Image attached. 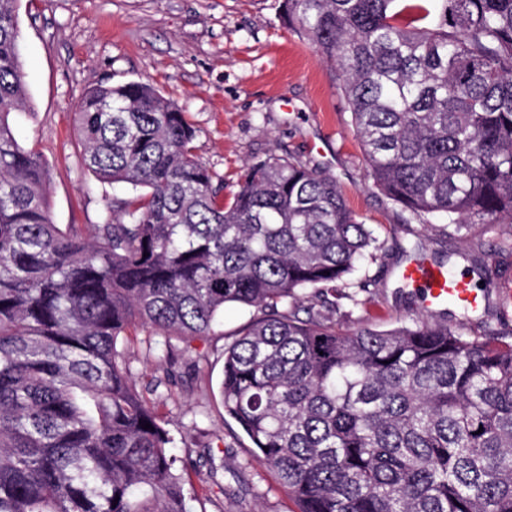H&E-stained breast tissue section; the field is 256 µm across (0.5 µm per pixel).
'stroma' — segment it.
<instances>
[{
    "label": "stroma",
    "instance_id": "35a3bbf8",
    "mask_svg": "<svg viewBox=\"0 0 512 512\" xmlns=\"http://www.w3.org/2000/svg\"><path fill=\"white\" fill-rule=\"evenodd\" d=\"M19 25L31 109L18 115L16 135L51 169L55 223H100L112 198L126 193L123 185L98 182L82 163L74 123L82 93L106 82H150L196 128L197 154L223 175L225 197L237 191L247 163L271 153L336 179L386 248L358 271L371 284L346 327L384 330L412 318L422 299L399 279L400 268L417 253L445 254L454 274H467L475 259L497 273L500 286L490 288L488 308L475 316L512 340V321L496 317L512 291V255L494 248L512 235V222L476 227L467 240L402 223L399 207L367 176L337 68L283 25L279 0H20ZM259 315L255 307L226 305L208 336L159 369L144 347L131 357L140 392L154 378L169 381L158 389V408L171 433L187 439L178 456L197 470L192 481L201 497L190 512H298L278 475L255 459L248 436L224 413V349Z\"/></svg>",
    "mask_w": 512,
    "mask_h": 512
}]
</instances>
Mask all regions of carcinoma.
<instances>
[{
	"instance_id": "cac0c4a2",
	"label": "carcinoma",
	"mask_w": 512,
	"mask_h": 512,
	"mask_svg": "<svg viewBox=\"0 0 512 512\" xmlns=\"http://www.w3.org/2000/svg\"><path fill=\"white\" fill-rule=\"evenodd\" d=\"M18 2L0 0V512H187L130 336L149 330L159 365L228 304L264 313L224 350V412L299 512H512V341L436 310L336 326L384 248L336 180L272 153L227 200L181 107L149 83L98 84L75 112L81 157L130 193L100 224L54 223L48 166L14 133ZM279 8L338 67L368 176L405 220L466 237L512 221V0Z\"/></svg>"
}]
</instances>
